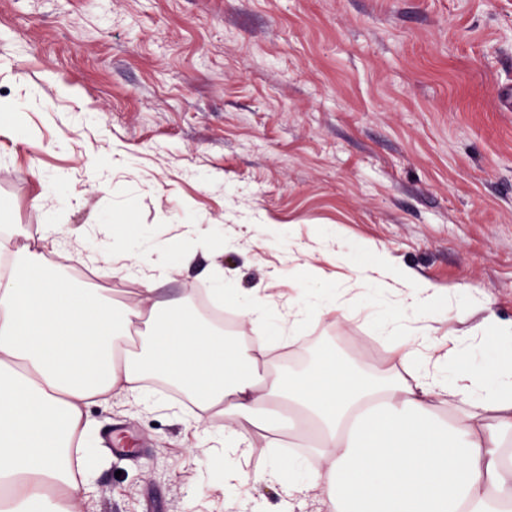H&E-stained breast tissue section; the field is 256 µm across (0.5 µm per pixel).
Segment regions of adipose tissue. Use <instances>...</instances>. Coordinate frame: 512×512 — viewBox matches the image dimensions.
I'll list each match as a JSON object with an SVG mask.
<instances>
[{
	"label": "adipose tissue",
	"instance_id": "obj_1",
	"mask_svg": "<svg viewBox=\"0 0 512 512\" xmlns=\"http://www.w3.org/2000/svg\"><path fill=\"white\" fill-rule=\"evenodd\" d=\"M81 243L70 234L14 248L0 232V512H72L93 482L92 468L73 477L67 450L95 429L89 404L122 398L152 403L144 380L163 376L195 407L188 420L233 414L276 434L282 422L259 408L289 405L316 429L306 479L295 462H273L260 479L279 487L278 512L308 501L318 512H512V321L501 320L483 293L454 310L457 328L439 342L402 341L404 323L435 315L438 290L385 259L358 268L352 289L391 293L380 320L395 339L406 376H370L332 352L303 372L261 374L263 337L230 343L185 305L154 300L144 310H116L90 288L60 278L48 249ZM162 250L127 262L114 248L98 261L108 274L149 282ZM489 335L505 349L476 367L464 336ZM248 437L224 432L204 466L224 468L225 501L235 512Z\"/></svg>",
	"mask_w": 512,
	"mask_h": 512
}]
</instances>
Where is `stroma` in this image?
I'll return each instance as SVG.
<instances>
[{
	"label": "stroma",
	"instance_id": "stroma-1",
	"mask_svg": "<svg viewBox=\"0 0 512 512\" xmlns=\"http://www.w3.org/2000/svg\"><path fill=\"white\" fill-rule=\"evenodd\" d=\"M510 88L512 0H0V209L20 245L127 217L126 253L204 225L192 262L167 260L151 293L87 276L92 235L55 262L116 307L158 292L225 335L266 337L277 370L330 349L393 372L392 338L342 292L362 251L454 302L479 287L512 320ZM326 292L294 338L237 306L260 298L275 315ZM161 395L149 409L88 406L104 462L78 512H226L197 459L227 427L253 446L240 501L276 512L259 476L277 436L234 417L189 429Z\"/></svg>",
	"mask_w": 512,
	"mask_h": 512
}]
</instances>
